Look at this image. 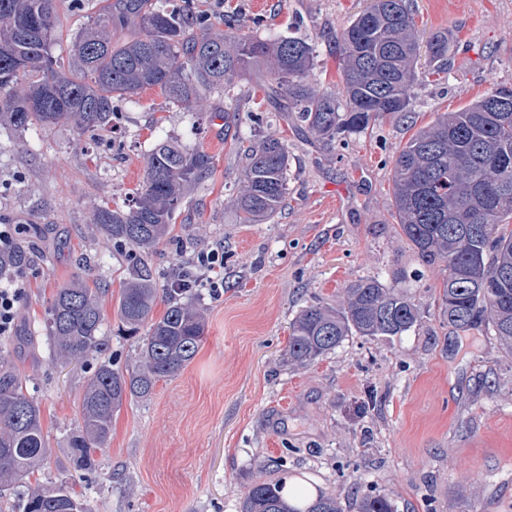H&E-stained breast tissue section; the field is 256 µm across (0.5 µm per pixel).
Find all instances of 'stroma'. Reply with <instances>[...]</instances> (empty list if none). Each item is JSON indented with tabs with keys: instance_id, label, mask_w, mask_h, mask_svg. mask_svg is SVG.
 <instances>
[{
	"instance_id": "obj_1",
	"label": "stroma",
	"mask_w": 512,
	"mask_h": 512,
	"mask_svg": "<svg viewBox=\"0 0 512 512\" xmlns=\"http://www.w3.org/2000/svg\"><path fill=\"white\" fill-rule=\"evenodd\" d=\"M216 26L239 12L262 18L258 37L309 38L317 46L312 76L335 85L333 35L366 0H194ZM421 40L448 31V67L416 85L407 121L384 117L348 146L319 142L283 95L267 93L266 64L236 80L246 107L263 111L260 128L224 134V98L207 112L168 103L143 90L122 104L121 128L96 139L69 125L16 134L0 127V224H18L34 261L14 271L24 292L12 336L0 339L43 412L51 456L47 485H68L95 512H239L269 459L284 457L349 504L376 490L397 512H512V354L478 329L453 335L438 313V271L420 265L395 229L393 158L438 112H456L497 87L512 88V0H409ZM288 146V197L262 224L239 223L234 198L245 146L267 134ZM199 147L214 162L206 186L173 219L176 242L150 261L158 288L170 287L197 253L224 250V286L196 287L206 335L195 358L159 381L150 395L125 401L112 436L94 453L92 473L74 471L68 440L81 424L78 400L92 375L50 361L46 309L58 286L94 261L108 355L133 370L140 339L117 316L130 265L97 232L92 207L124 204L145 176L157 140ZM377 273L394 275L426 311L421 326L387 341L349 337L335 352L299 367L288 363V327L301 307L339 304L345 286Z\"/></svg>"
}]
</instances>
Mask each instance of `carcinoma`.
<instances>
[{"instance_id":"1","label":"carcinoma","mask_w":512,"mask_h":512,"mask_svg":"<svg viewBox=\"0 0 512 512\" xmlns=\"http://www.w3.org/2000/svg\"><path fill=\"white\" fill-rule=\"evenodd\" d=\"M89 23L68 44L55 0H0V125L23 134L70 124L90 138L119 122V103L146 88L198 112L213 93H224V126H260L257 110L242 111L234 78L263 61L276 89L288 99L318 139L348 142L383 116L403 118L414 106L421 45L406 0H370L336 32L340 85L321 88L311 80L316 45L300 36L260 40L251 24L224 16L213 27L192 0H104ZM448 32L427 41L426 53L447 61ZM68 51L63 65L56 52ZM493 99L512 102L511 88H495L458 112H438L426 128L410 135L394 160L393 202L400 235L427 269L445 272L438 295L443 322L458 335L483 326L512 353V107L490 112ZM142 185L113 209L95 207L96 229L112 245L128 249L131 276L121 289L118 316L130 330L146 328L138 366L125 373L104 357L98 281L78 278L56 289L44 327L49 359L93 364L80 401L82 426L68 442L74 470L95 469L93 451L112 436V417L123 402L145 398L156 384L177 375L196 356L205 335L201 309L186 296L190 288H169L165 312L154 317L158 291L145 257L172 239L174 213L190 202L213 171L212 157L199 148L161 140L145 157ZM288 194V147L271 134L252 150L243 170L236 210L244 224L267 220ZM24 241L0 250V274L31 262ZM421 304L399 285L363 276L343 291L334 307L315 303L290 324L287 354L306 366L334 352L350 336H401L423 322ZM51 450L39 404L26 379L0 351V512H17L6 494L34 476ZM276 479L252 483L240 512H343L336 495L318 491L295 505L282 489L287 459L274 461ZM22 512H94L83 495L67 486L36 484L22 500ZM353 512H397L373 491Z\"/></svg>"}]
</instances>
